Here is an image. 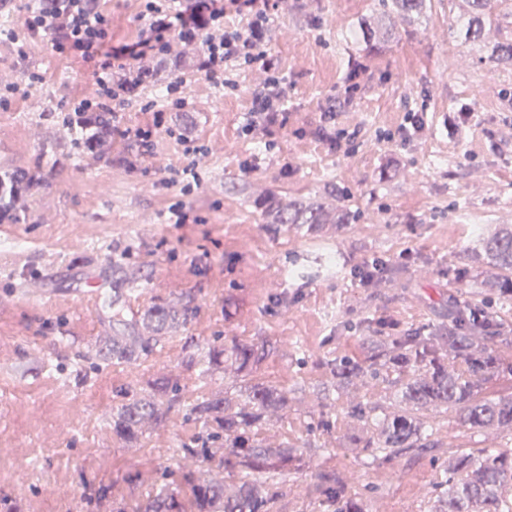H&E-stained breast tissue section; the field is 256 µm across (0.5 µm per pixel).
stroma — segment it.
<instances>
[{
  "mask_svg": "<svg viewBox=\"0 0 512 512\" xmlns=\"http://www.w3.org/2000/svg\"><path fill=\"white\" fill-rule=\"evenodd\" d=\"M100 5L113 44L138 39L143 0ZM268 17L287 124L264 139L243 136L264 73L242 64L235 87L214 88L193 71L200 45L174 38L154 80L121 113L134 127L148 120L147 102L171 112L170 132L148 156L117 141L86 158L60 115L94 95L91 69L56 54L45 36H27L21 48L0 43V83L42 77L0 107V172L33 179L26 211L0 223V512H100L90 498L98 486L128 503L162 472L179 471L176 449L196 432L181 410L134 448L113 436L112 410L143 376L177 377L187 403L238 394L243 381L183 364L220 336L273 342L257 377L293 399L287 417L261 429L270 443L298 447L268 512H328L308 490L330 470L367 512H431V486L445 478L437 449L386 454L350 444L348 408L387 410L391 389L368 380L331 397L326 360H367L379 336L430 328L452 306L472 309L502 329L482 394L512 396V301L483 287L489 266L479 243L512 225V68L487 58L501 31L468 41L457 0H426L389 30L377 0H270ZM335 97L336 126L352 135L346 154L316 139ZM411 112L422 113L424 129L403 146L386 141ZM179 133L203 148L201 184L188 194L167 182L185 163ZM312 199L355 219L316 233L267 223L269 205ZM179 202L184 224L171 221ZM376 257L405 266L406 280L359 282L355 268ZM116 267L136 270L137 281L113 279ZM297 267L309 277H291ZM116 287L127 318L184 293L199 310L147 359L99 361L91 352L112 333ZM23 363L27 372L14 373ZM426 430L466 452L512 449V433L473 434L450 414Z\"/></svg>",
  "mask_w": 512,
  "mask_h": 512,
  "instance_id": "1",
  "label": "stroma"
}]
</instances>
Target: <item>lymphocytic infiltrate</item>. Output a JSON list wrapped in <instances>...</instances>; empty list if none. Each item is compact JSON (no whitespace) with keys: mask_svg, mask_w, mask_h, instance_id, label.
Listing matches in <instances>:
<instances>
[{"mask_svg":"<svg viewBox=\"0 0 512 512\" xmlns=\"http://www.w3.org/2000/svg\"><path fill=\"white\" fill-rule=\"evenodd\" d=\"M230 4L248 12L246 28H225L224 13ZM268 9V0H193L189 6L183 0H145L149 24L144 38L113 49L109 46L111 21L100 9L99 0H37L35 8L14 23L0 25V40L18 42L24 30L50 37L57 54H73L93 63L96 96L80 101L63 117V125L81 128V145L87 153L96 152L97 133L103 129L108 135L135 142L142 154L148 155L154 150L156 133L165 126L163 110L153 111L149 124L134 128L120 126L118 112L126 104L125 94L143 84L146 62L166 50L164 35L172 30L185 42L201 43L196 69L214 84L231 86V69L237 62L265 72L262 86L251 95L242 128L245 135L263 138L272 127L287 123L281 83L271 74L274 61L266 48ZM119 59L130 62L120 72L114 69Z\"/></svg>","mask_w":512,"mask_h":512,"instance_id":"obj_1","label":"lymphocytic infiltrate"}]
</instances>
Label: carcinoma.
Returning a JSON list of instances; mask_svg holds the SVG:
<instances>
[{
  "mask_svg": "<svg viewBox=\"0 0 512 512\" xmlns=\"http://www.w3.org/2000/svg\"><path fill=\"white\" fill-rule=\"evenodd\" d=\"M468 6L466 38L480 39L486 27L512 17V0H465ZM489 59L512 63V33L495 43ZM273 224H349L354 215L322 203H295L270 211ZM484 252L496 273L487 281L506 300H512V227H502L484 238ZM198 306L186 294L168 304L144 306L138 322L127 323L120 312L112 317V335L96 350V358L115 363H135L150 355L169 334L185 327ZM499 338L498 325L490 317L475 319L456 309L434 326L428 335L389 336L382 342L385 353L370 356L369 363L344 360L326 362L332 385L339 392L368 377L377 379L381 369L397 373L393 380L394 408L381 416L358 403L348 418L366 430V448H438L448 455L442 485L448 491L435 500L434 512H502L503 497L512 489V453L481 448L474 456L452 444L429 441L425 419L433 414H454L472 433L491 427L512 429V397L481 395V384L496 369L492 345ZM266 358L265 343L226 340L190 356L186 365H200L226 376L252 377ZM180 386L171 376L136 381L124 392V401L112 413V434L128 445L159 430L179 404ZM288 391L255 380L236 397L215 395L186 408V416L198 425L195 445L181 447L183 458L194 469L184 474L186 487L166 481L137 502L132 510L121 504L111 512H267L275 494L269 480L284 475L293 458L288 442L276 446L258 437L266 419L288 414ZM203 471L205 476L196 473ZM237 473L232 484L224 472ZM347 480L336 472L322 474L310 493L330 496L335 512H365L353 499L344 500Z\"/></svg>",
  "mask_w": 512,
  "mask_h": 512,
  "instance_id": "obj_1",
  "label": "carcinoma"
}]
</instances>
